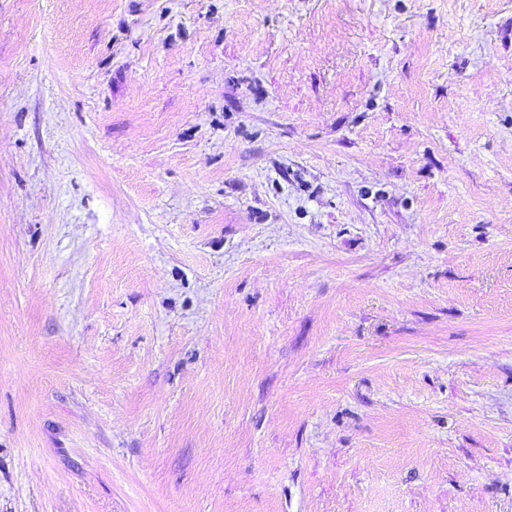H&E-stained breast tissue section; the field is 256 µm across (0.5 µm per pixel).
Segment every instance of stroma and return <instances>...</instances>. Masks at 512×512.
I'll list each match as a JSON object with an SVG mask.
<instances>
[{"label":"stroma","mask_w":512,"mask_h":512,"mask_svg":"<svg viewBox=\"0 0 512 512\" xmlns=\"http://www.w3.org/2000/svg\"><path fill=\"white\" fill-rule=\"evenodd\" d=\"M0 512H512V0H0Z\"/></svg>","instance_id":"35a3bbf8"}]
</instances>
